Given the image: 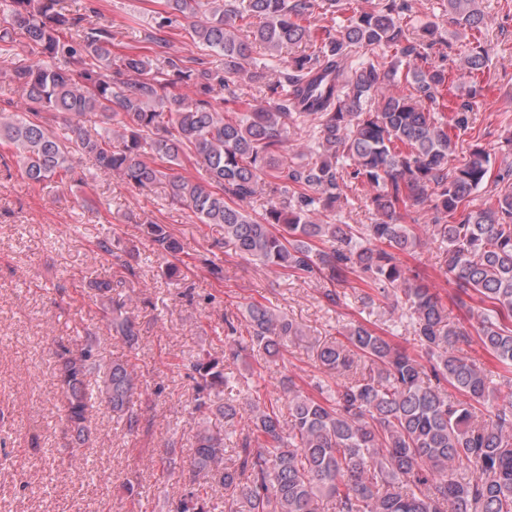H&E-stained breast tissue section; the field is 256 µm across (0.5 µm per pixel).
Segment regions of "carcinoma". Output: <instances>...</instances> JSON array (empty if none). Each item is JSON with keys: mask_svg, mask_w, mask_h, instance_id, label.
I'll list each match as a JSON object with an SVG mask.
<instances>
[{"mask_svg": "<svg viewBox=\"0 0 512 512\" xmlns=\"http://www.w3.org/2000/svg\"><path fill=\"white\" fill-rule=\"evenodd\" d=\"M166 6L158 31L184 20L197 47L222 54L224 67L187 66L162 35L153 39V59L114 57L112 30L94 20V9L73 15L60 0H0V54L13 52L22 35L48 59L9 76L19 102L14 112L0 109V146L13 149L32 184L68 183L77 155L92 161L96 176L117 173L139 188L164 183L200 223L224 226L237 254L319 277L333 303L336 287L353 277L367 288L365 300L371 290L394 297L401 314L391 330L407 332L418 347L411 354L364 323L351 325L345 341L324 344L317 357L330 374L349 371L356 358L368 371L334 387L318 380L310 393L288 380L286 419L276 401L241 402L249 384L215 359L198 360L195 410L240 428L234 435L199 429L194 477L223 486L229 512H512V182L473 208L472 195L490 177V153L475 143L448 167L451 133L468 129L472 106L437 108L450 79L446 35L433 21L410 27L408 0H375L367 11L355 0ZM440 6L472 36L464 67L474 99L490 61L480 0ZM328 13L343 16L336 33L312 35ZM250 18L260 24L239 37ZM257 43L272 54L304 48L270 83L267 63L252 56ZM241 81L265 89L267 105L253 106ZM300 118L311 121L309 145L290 161L288 135ZM185 160L197 175L174 173ZM355 182L374 187L376 220L336 224V207L349 202ZM259 194L267 206L252 215L242 203ZM412 205L432 210V223H400ZM142 232L159 253L181 252L166 225L148 221ZM426 234L448 281L481 304L474 336L448 322L440 293L402 261ZM95 288L109 335L138 345V324L110 296L111 281ZM243 319L247 343L235 320L224 319V348L234 360L256 350L278 357L303 335L286 313L262 303L248 304ZM474 338L500 364V379L461 354ZM57 378L73 446L88 440L96 400L126 417L128 428L137 425L140 384L128 363L104 366L88 344L63 358ZM504 387L507 401L498 404ZM166 508L211 512L195 487Z\"/></svg>", "mask_w": 512, "mask_h": 512, "instance_id": "carcinoma-1", "label": "carcinoma"}]
</instances>
